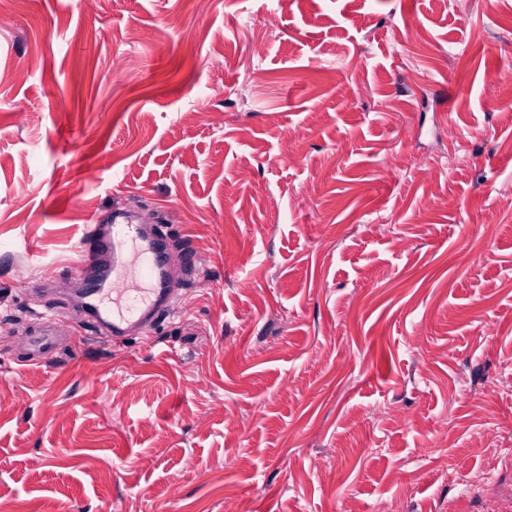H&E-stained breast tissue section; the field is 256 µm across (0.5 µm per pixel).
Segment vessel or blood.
Masks as SVG:
<instances>
[{
  "label": "vessel or blood",
  "instance_id": "1",
  "mask_svg": "<svg viewBox=\"0 0 512 512\" xmlns=\"http://www.w3.org/2000/svg\"><path fill=\"white\" fill-rule=\"evenodd\" d=\"M174 244L160 225L144 229L119 218L91 215L80 238L76 278L85 287L87 321L121 340L155 326L173 312L177 281L170 273ZM56 330L25 339L35 363L44 364L63 344Z\"/></svg>",
  "mask_w": 512,
  "mask_h": 512
}]
</instances>
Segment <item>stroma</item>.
Here are the masks:
<instances>
[{
    "mask_svg": "<svg viewBox=\"0 0 512 512\" xmlns=\"http://www.w3.org/2000/svg\"><path fill=\"white\" fill-rule=\"evenodd\" d=\"M495 77L512 0H23L0 24V501L486 512L460 481L481 473L512 492ZM116 207L198 275L113 343L58 287ZM48 322L72 344L19 364Z\"/></svg>",
    "mask_w": 512,
    "mask_h": 512,
    "instance_id": "1",
    "label": "stroma"
}]
</instances>
